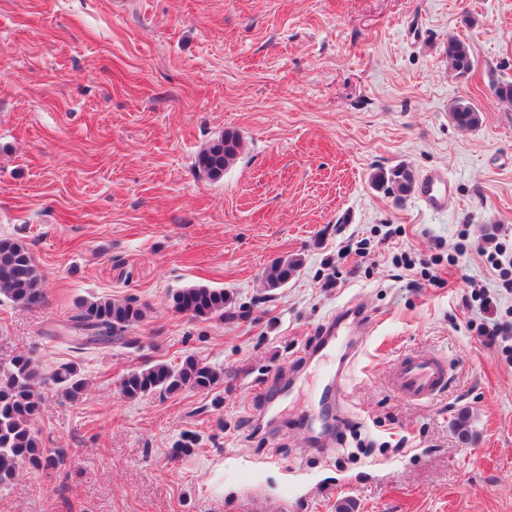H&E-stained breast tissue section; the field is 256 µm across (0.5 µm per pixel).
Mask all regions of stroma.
I'll return each instance as SVG.
<instances>
[{"instance_id":"35a3bbf8","label":"stroma","mask_w":512,"mask_h":512,"mask_svg":"<svg viewBox=\"0 0 512 512\" xmlns=\"http://www.w3.org/2000/svg\"><path fill=\"white\" fill-rule=\"evenodd\" d=\"M475 60L448 72L449 39ZM512 0H0V236L30 246L46 302L0 298V364L77 366L78 399L43 390L34 429L66 454L0 486V512H512ZM466 98L473 130L450 109ZM243 150L221 180L195 165L225 130ZM442 170L448 210L374 190L378 169ZM304 264L265 288L279 257ZM190 286L234 297L224 318L177 312ZM131 299L140 346L74 348L78 302ZM377 323L319 413L304 362L331 314ZM447 357L453 382L390 391L404 354ZM215 388L120 389L186 357ZM468 415L474 434L453 428ZM451 116L457 126L475 129L481 124L480 111L468 100L459 99L451 108Z\"/></svg>"}]
</instances>
